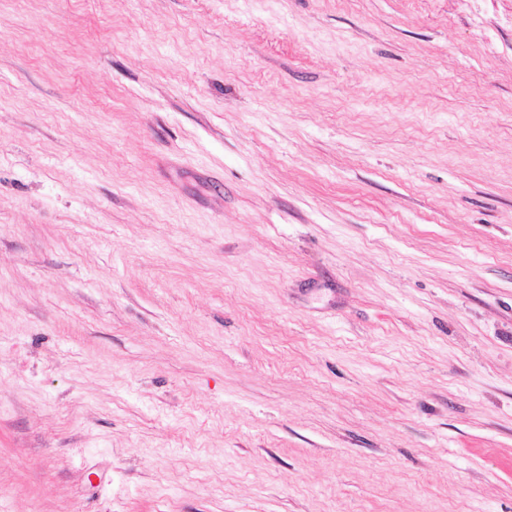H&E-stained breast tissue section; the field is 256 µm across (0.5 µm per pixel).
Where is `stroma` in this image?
I'll list each match as a JSON object with an SVG mask.
<instances>
[{
	"instance_id": "stroma-1",
	"label": "stroma",
	"mask_w": 512,
	"mask_h": 512,
	"mask_svg": "<svg viewBox=\"0 0 512 512\" xmlns=\"http://www.w3.org/2000/svg\"><path fill=\"white\" fill-rule=\"evenodd\" d=\"M0 512H512V0H0Z\"/></svg>"
}]
</instances>
